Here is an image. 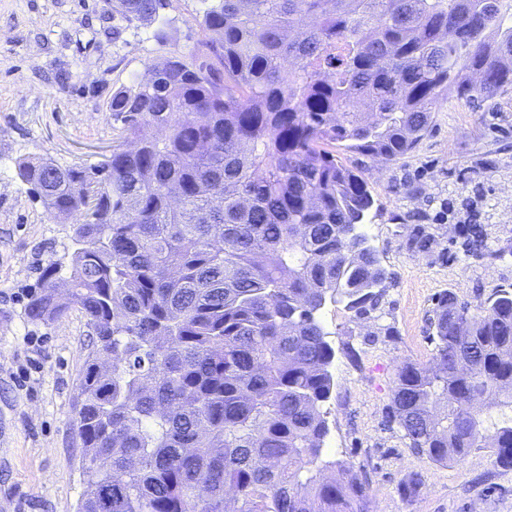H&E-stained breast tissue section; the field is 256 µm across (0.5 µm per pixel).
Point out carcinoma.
Instances as JSON below:
<instances>
[{"mask_svg":"<svg viewBox=\"0 0 512 512\" xmlns=\"http://www.w3.org/2000/svg\"><path fill=\"white\" fill-rule=\"evenodd\" d=\"M110 2L151 22L166 0ZM202 2L205 61L170 56L112 92L111 158L16 161L51 214L82 218L68 274L47 264L25 306L33 323L77 307L96 336L79 512H227L229 491L234 512H368L363 478L321 460L335 351L317 313L339 296L366 317L394 278L348 238L374 200L336 145L394 161L448 99L511 89L512 0ZM434 243L417 224L407 247ZM467 247L500 255L483 224ZM428 338L388 422L435 463L482 450L512 469V290L442 293Z\"/></svg>","mask_w":512,"mask_h":512,"instance_id":"cac0c4a2","label":"carcinoma"}]
</instances>
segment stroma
<instances>
[{"mask_svg":"<svg viewBox=\"0 0 512 512\" xmlns=\"http://www.w3.org/2000/svg\"><path fill=\"white\" fill-rule=\"evenodd\" d=\"M202 0H168L155 23L113 17L108 0H0V512H77L83 493L75 407L93 331L70 309L33 324L27 296L43 267L70 264L73 219L51 217L15 162L93 167L120 141L107 105L164 57L193 61L207 38ZM374 199L365 228L395 276L379 318L329 302L319 316L335 350L323 458L366 476L371 512H512V469L483 451L436 464L387 421L396 374L429 362L425 318L443 291L476 303L512 289V89L435 112L417 147L392 162L337 148ZM417 224L440 251L411 252ZM486 225L498 259L465 256L468 225ZM394 335H385V327ZM418 480L405 494L407 477Z\"/></svg>","mask_w":512,"mask_h":512,"instance_id":"obj_1","label":"stroma"}]
</instances>
